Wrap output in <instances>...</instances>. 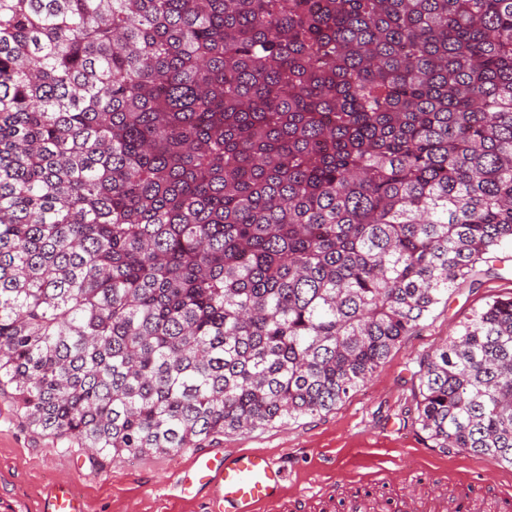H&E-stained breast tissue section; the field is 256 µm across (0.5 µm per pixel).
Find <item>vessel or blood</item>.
<instances>
[{"label":"vessel or blood","instance_id":"b4317fda","mask_svg":"<svg viewBox=\"0 0 512 512\" xmlns=\"http://www.w3.org/2000/svg\"><path fill=\"white\" fill-rule=\"evenodd\" d=\"M286 477L285 469L269 455L239 449L213 457L195 455L179 472L175 488L184 498L209 490V512H256L262 505L279 512ZM39 512H85V502L62 482L41 501Z\"/></svg>","mask_w":512,"mask_h":512}]
</instances>
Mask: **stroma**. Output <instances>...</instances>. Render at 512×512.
<instances>
[{"label":"stroma","mask_w":512,"mask_h":512,"mask_svg":"<svg viewBox=\"0 0 512 512\" xmlns=\"http://www.w3.org/2000/svg\"><path fill=\"white\" fill-rule=\"evenodd\" d=\"M495 262L478 264L474 281L461 283L436 304L421 330L407 337L370 381L328 413L305 416L255 431L232 432L203 447L221 455L258 450L283 463L288 498H305V512H347L358 501L362 512L412 493L452 499L455 474L482 483L476 503L512 488V470L470 454L435 448L414 423L413 374L419 360L448 341L494 298L512 294V246L500 248ZM192 449L169 454L126 455L97 461L88 450L29 428L12 398L0 394V507L39 512L54 484L69 480L85 497L87 512H204L207 492L194 501L179 498L175 473ZM372 465L379 474L366 481L356 472Z\"/></svg>","instance_id":"obj_1"}]
</instances>
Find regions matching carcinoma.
Segmentation results:
<instances>
[{"label": "carcinoma", "mask_w": 512, "mask_h": 512, "mask_svg": "<svg viewBox=\"0 0 512 512\" xmlns=\"http://www.w3.org/2000/svg\"><path fill=\"white\" fill-rule=\"evenodd\" d=\"M512 242V0H0V391L95 454L332 410ZM414 423L512 468V296Z\"/></svg>", "instance_id": "obj_1"}]
</instances>
